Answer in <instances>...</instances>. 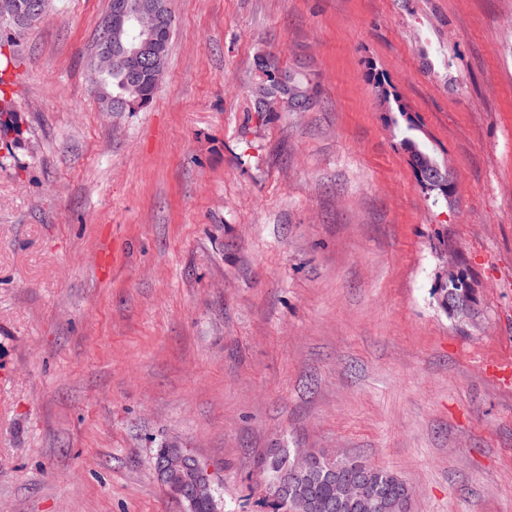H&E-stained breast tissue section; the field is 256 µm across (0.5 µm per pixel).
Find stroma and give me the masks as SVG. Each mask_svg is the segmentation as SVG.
Listing matches in <instances>:
<instances>
[{"instance_id": "35a3bbf8", "label": "stroma", "mask_w": 512, "mask_h": 512, "mask_svg": "<svg viewBox=\"0 0 512 512\" xmlns=\"http://www.w3.org/2000/svg\"><path fill=\"white\" fill-rule=\"evenodd\" d=\"M109 7L52 0L0 73V512H187L152 473L174 442L221 512H268L279 448L388 469L409 512H512V0H169L135 112L90 84ZM259 54L309 111H253ZM404 146L407 152L409 153L412 166L415 169L418 182L422 188V190L430 196L439 197L442 195L443 197H448V193L453 189V185L448 191V185L450 184L449 174L446 169H443L437 162V159L431 153L420 148L419 144L413 139L407 138L404 141ZM438 167L442 173V183L446 184V186L441 185H433L427 186L425 182H427V177L429 176V172L434 168ZM469 287L459 288L457 285L450 283L448 288H435L433 294L437 295L438 302L442 308L448 311V308L458 309L463 306L466 300Z\"/></svg>"}]
</instances>
